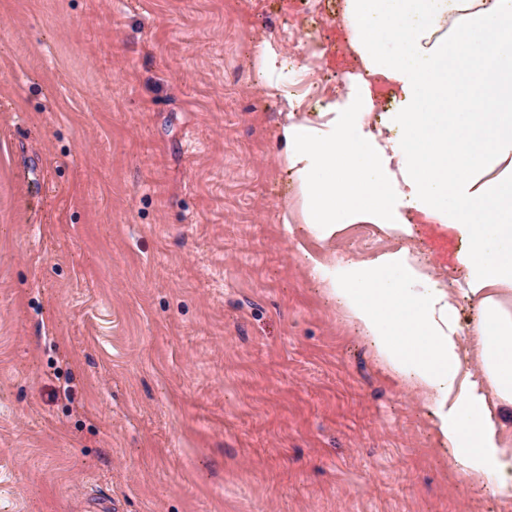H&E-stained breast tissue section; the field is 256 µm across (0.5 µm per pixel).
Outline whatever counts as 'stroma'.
<instances>
[{
    "label": "stroma",
    "instance_id": "35a3bbf8",
    "mask_svg": "<svg viewBox=\"0 0 512 512\" xmlns=\"http://www.w3.org/2000/svg\"><path fill=\"white\" fill-rule=\"evenodd\" d=\"M290 0H0V512H512L308 273L456 243L301 226L251 42L352 69Z\"/></svg>",
    "mask_w": 512,
    "mask_h": 512
}]
</instances>
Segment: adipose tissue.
<instances>
[{"mask_svg":"<svg viewBox=\"0 0 512 512\" xmlns=\"http://www.w3.org/2000/svg\"><path fill=\"white\" fill-rule=\"evenodd\" d=\"M339 24L358 65L349 120L327 129L290 113L280 127L302 222L322 242L349 224L442 225L466 279L434 286L404 248L354 263L351 282L327 255L310 275L423 397L461 470L512 499V0H343ZM378 83L399 93L394 124L374 119ZM462 300L478 313L470 340Z\"/></svg>","mask_w":512,"mask_h":512,"instance_id":"1","label":"adipose tissue"}]
</instances>
